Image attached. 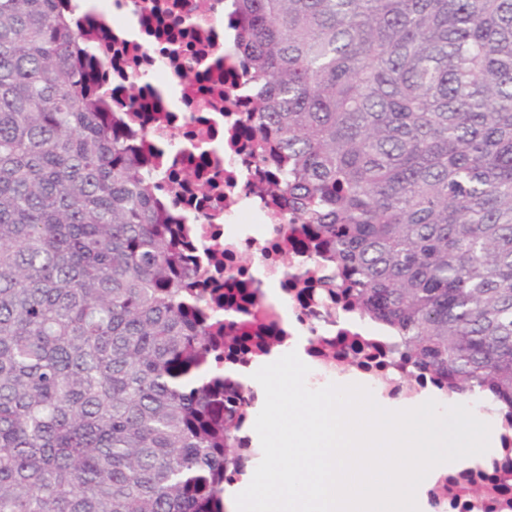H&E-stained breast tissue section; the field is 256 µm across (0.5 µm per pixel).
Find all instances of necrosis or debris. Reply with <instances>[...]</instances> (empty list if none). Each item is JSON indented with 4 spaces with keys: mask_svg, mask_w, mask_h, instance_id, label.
Masks as SVG:
<instances>
[{
    "mask_svg": "<svg viewBox=\"0 0 512 512\" xmlns=\"http://www.w3.org/2000/svg\"><path fill=\"white\" fill-rule=\"evenodd\" d=\"M82 2L70 5L110 87L106 109L140 150L158 210L192 244L209 309L243 339L212 372L271 354L288 320L306 340L309 388L358 377L393 400L447 396L443 380L396 352L389 330L355 311L329 251L295 205L271 195L286 160L276 135L247 119L256 87L234 49L244 24L236 0ZM490 412L501 427L498 458L438 478L431 512H512V411L495 403Z\"/></svg>",
    "mask_w": 512,
    "mask_h": 512,
    "instance_id": "1",
    "label": "necrosis or debris"
}]
</instances>
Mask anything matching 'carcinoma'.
<instances>
[{"mask_svg": "<svg viewBox=\"0 0 512 512\" xmlns=\"http://www.w3.org/2000/svg\"><path fill=\"white\" fill-rule=\"evenodd\" d=\"M60 0H0V512H218L212 328ZM278 190L399 353L512 405V0H239Z\"/></svg>", "mask_w": 512, "mask_h": 512, "instance_id": "1", "label": "carcinoma"}]
</instances>
